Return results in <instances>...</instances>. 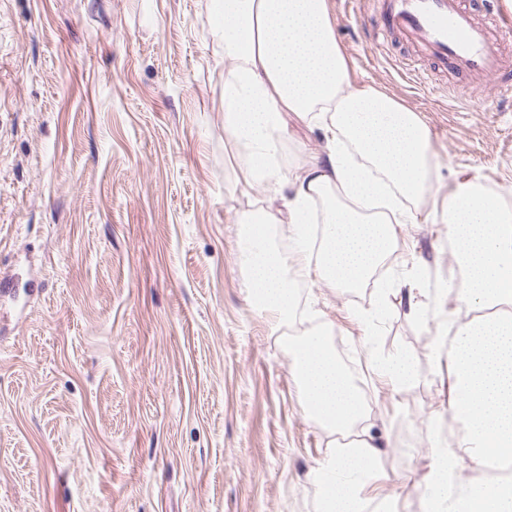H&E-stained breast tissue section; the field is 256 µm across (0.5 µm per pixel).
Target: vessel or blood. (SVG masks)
<instances>
[{
	"label": "vessel or blood",
	"mask_w": 512,
	"mask_h": 512,
	"mask_svg": "<svg viewBox=\"0 0 512 512\" xmlns=\"http://www.w3.org/2000/svg\"><path fill=\"white\" fill-rule=\"evenodd\" d=\"M381 23L374 41L393 39L430 57L442 74L466 71L499 81L505 56L499 33L512 29V13H496V31L480 24L466 0H379Z\"/></svg>",
	"instance_id": "b4317fda"
}]
</instances>
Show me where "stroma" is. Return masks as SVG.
Listing matches in <instances>:
<instances>
[{
  "instance_id": "stroma-1",
  "label": "stroma",
  "mask_w": 512,
  "mask_h": 512,
  "mask_svg": "<svg viewBox=\"0 0 512 512\" xmlns=\"http://www.w3.org/2000/svg\"><path fill=\"white\" fill-rule=\"evenodd\" d=\"M214 0H0V512H318L328 436L304 411L269 315L241 274V211L278 208L227 172L224 40ZM353 83L419 114L435 197L479 178L512 205V90L466 73L418 81L397 42L371 39L374 0H329ZM434 199L396 227L388 270L451 278ZM296 331L331 326L384 444L370 505L424 512L432 446L448 422L436 319L411 326L396 293L382 347L421 378L371 377L373 288L301 284Z\"/></svg>"
}]
</instances>
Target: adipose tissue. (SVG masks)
Returning a JSON list of instances; mask_svg holds the SVG:
<instances>
[{
	"label": "adipose tissue",
	"instance_id": "ef3b65f1",
	"mask_svg": "<svg viewBox=\"0 0 512 512\" xmlns=\"http://www.w3.org/2000/svg\"><path fill=\"white\" fill-rule=\"evenodd\" d=\"M214 20L224 38V130L235 172L281 201L235 219L249 298L281 326L297 317V283L369 284L398 246L395 225L419 221L418 202L432 190L431 141L415 111L352 85L328 0H220ZM290 114L326 142L322 155L293 169L281 161ZM331 336L320 323L282 345L307 417L330 435L311 473L321 512H365L362 492L380 472L381 450Z\"/></svg>",
	"mask_w": 512,
	"mask_h": 512
}]
</instances>
